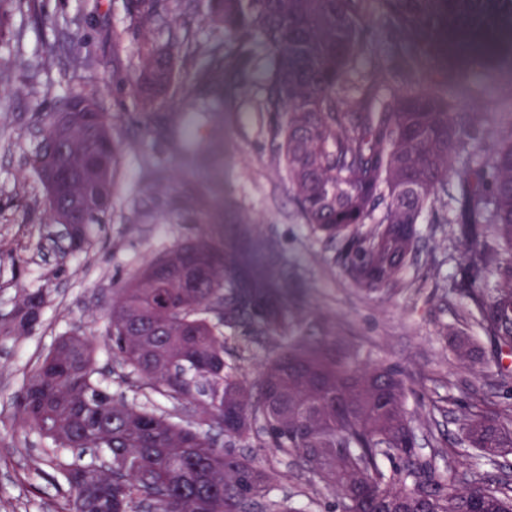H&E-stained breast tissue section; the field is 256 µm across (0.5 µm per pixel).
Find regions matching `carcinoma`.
Here are the masks:
<instances>
[{
	"label": "carcinoma",
	"instance_id": "obj_1",
	"mask_svg": "<svg viewBox=\"0 0 512 512\" xmlns=\"http://www.w3.org/2000/svg\"><path fill=\"white\" fill-rule=\"evenodd\" d=\"M142 40L182 0H127ZM23 0H0V38ZM390 29L422 47L450 40L512 52V0H381ZM209 18L241 45L260 41L268 51L265 109L284 141L292 191L307 218L327 238L340 240L345 271L357 285L381 291L395 284L413 255L421 212L452 178L457 233L465 242L459 288L470 318L495 349L499 372L512 375V138L481 161L465 146V129L448 94L430 84L381 94L371 84L362 111L346 112L338 87L362 47V0H209ZM194 54L184 32L174 46L152 51L128 80L141 112L162 103L174 81V49ZM110 122L77 129L73 155L97 146ZM81 197L96 224L112 202V173L87 176L72 194L49 197L53 221ZM370 225L364 235L354 228ZM493 228L502 246L486 243ZM166 263L168 274L156 268ZM233 255L198 242L147 265L122 288L106 315L114 356L156 389L177 399L207 398L210 420L238 441L262 439L269 448L301 460L337 498L339 512H512V486L482 474L464 486L420 458L406 408V384L392 366L364 368L357 354L334 340L287 347L266 363L258 392L224 376L221 317L280 329L278 301L234 275ZM495 277L486 287V274ZM43 295L25 296L3 335L29 334ZM448 341L460 361L479 359L465 332ZM233 407L240 424L226 428ZM17 424L53 444L51 461L68 486L62 512H294L270 497L269 478L251 455L217 447L207 430L183 428L154 412L116 400L96 379L87 337L62 338L25 379L16 403ZM462 441L480 458L512 454V411L482 401L466 405ZM103 448L108 465L78 464L64 451ZM399 461L386 471L381 457ZM377 492L354 495L355 484Z\"/></svg>",
	"mask_w": 512,
	"mask_h": 512
}]
</instances>
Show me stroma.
<instances>
[{"instance_id": "obj_1", "label": "stroma", "mask_w": 512, "mask_h": 512, "mask_svg": "<svg viewBox=\"0 0 512 512\" xmlns=\"http://www.w3.org/2000/svg\"><path fill=\"white\" fill-rule=\"evenodd\" d=\"M172 15L158 43L190 29L204 48L177 57L163 104L138 111L127 87L140 65L126 0H27L0 42V321L23 295L45 296L28 335L0 336V512H60L55 470L35 471L49 440L19 428L15 401L23 380L57 341L95 329L99 380L116 397L183 427L205 424L204 407L168 396L114 357L104 336L118 288L147 262L206 240L229 250L237 274L275 289L287 308L282 333L224 325L226 371L257 384L267 360L286 344L328 337L349 346L367 366H393L406 377L408 409L420 456L437 468L456 461L459 477L477 471L512 482V455L491 462L461 440L463 402L512 407V380L501 377L486 336L480 363L463 364L444 337L472 330L468 301L455 287L465 245L454 233L451 193L438 191L417 224L418 247L402 278L385 294H367L347 277L338 242L308 224L294 198L272 118L262 105L265 54L249 64L222 27L206 19L204 0ZM364 42L340 94L383 82L388 95L432 82L455 102L457 122L471 134L470 152L484 156L512 130V58L468 70L391 33L380 0H364ZM89 56L92 68L73 66ZM93 92L112 121L122 153L112 180V206L70 248L53 223L46 189L31 165L47 113L70 92ZM250 451L272 475L274 497L304 512H334L335 497L318 477L281 452L252 440Z\"/></svg>"}]
</instances>
